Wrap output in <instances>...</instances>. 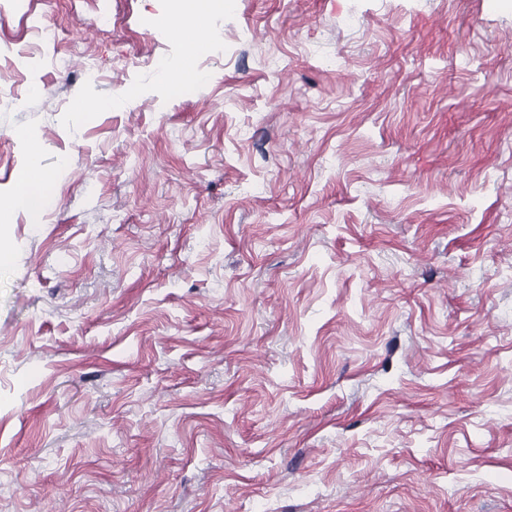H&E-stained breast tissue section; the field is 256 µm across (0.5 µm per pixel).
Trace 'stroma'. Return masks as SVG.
Segmentation results:
<instances>
[{
    "instance_id": "obj_1",
    "label": "stroma",
    "mask_w": 512,
    "mask_h": 512,
    "mask_svg": "<svg viewBox=\"0 0 512 512\" xmlns=\"http://www.w3.org/2000/svg\"><path fill=\"white\" fill-rule=\"evenodd\" d=\"M109 7L0 0V512H512V0ZM215 2L214 0H182L179 10L163 19L162 23L179 35L188 38L196 22L215 10ZM29 166L21 172L17 188L7 208H0V222L4 223L10 211L22 210L30 215L38 216L43 210L45 197L43 186L49 180V175L40 166L42 146L39 142L31 140L28 143Z\"/></svg>"
}]
</instances>
